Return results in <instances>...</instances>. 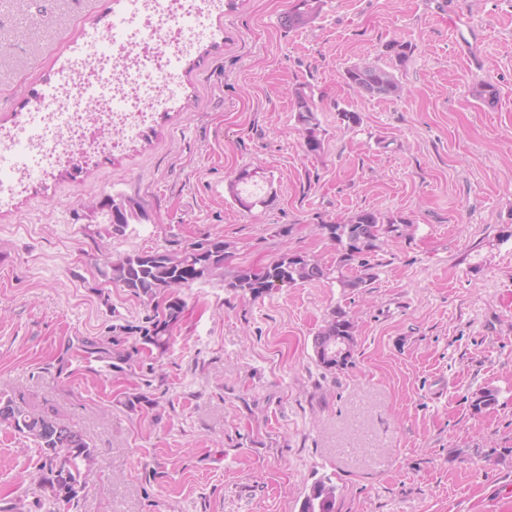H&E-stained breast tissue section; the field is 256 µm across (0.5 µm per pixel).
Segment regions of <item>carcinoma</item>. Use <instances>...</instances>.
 Returning a JSON list of instances; mask_svg holds the SVG:
<instances>
[{"label":"carcinoma","instance_id":"cac0c4a2","mask_svg":"<svg viewBox=\"0 0 512 512\" xmlns=\"http://www.w3.org/2000/svg\"><path fill=\"white\" fill-rule=\"evenodd\" d=\"M321 2L297 0L292 10L283 16L282 24L288 28L306 26L317 15ZM344 78L359 94L396 98L403 93L396 75L379 64L360 62L350 65L344 71ZM296 112L297 120L306 132V151L310 154L320 152L322 142L317 135L316 108L307 94H297ZM247 173L246 169L241 171L231 184L235 201L247 210L268 205L272 201L270 196L251 199L237 191V184L246 181ZM106 203L112 208V232L117 235L124 234L131 222L146 217L141 203L131 198L109 196ZM321 229L336 244V267H326L301 253L286 252L259 270H237L226 286L243 296L258 298L272 288L333 278L343 291L352 293L374 278L370 273L373 269L370 257L380 250L383 235L396 232L399 227L396 221H386L375 211L361 210L341 222L323 224ZM228 258L224 241L206 239L180 252L127 253L114 261H106L105 274L136 296L159 300L151 327L142 330V339L147 345L164 349L185 308L183 300L174 295L175 289L224 276V263ZM353 266L360 268L361 274L345 275L344 271ZM339 338L346 340L348 346H354V323L345 311L337 308L314 337V353L321 366L328 367L324 350ZM2 423L40 449L39 484L51 490L55 506L52 512H67L81 486L83 468L95 460V450L80 432L55 419L21 409L10 398L0 397ZM323 504L327 505L326 512H335L336 485L329 476L314 482L302 501L300 512H319V506Z\"/></svg>","mask_w":512,"mask_h":512}]
</instances>
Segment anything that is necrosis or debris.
<instances>
[{
    "label": "necrosis or debris",
    "mask_w": 512,
    "mask_h": 512,
    "mask_svg": "<svg viewBox=\"0 0 512 512\" xmlns=\"http://www.w3.org/2000/svg\"><path fill=\"white\" fill-rule=\"evenodd\" d=\"M215 0H137L116 39L115 56L90 52L63 74L37 122L20 131L26 143L18 176L44 174L83 144L87 129L133 132L145 118L139 104L160 99L175 75L173 64L191 44L203 5Z\"/></svg>",
    "instance_id": "obj_1"
}]
</instances>
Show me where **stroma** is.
<instances>
[{
  "instance_id": "35a3bbf8",
  "label": "stroma",
  "mask_w": 512,
  "mask_h": 512,
  "mask_svg": "<svg viewBox=\"0 0 512 512\" xmlns=\"http://www.w3.org/2000/svg\"><path fill=\"white\" fill-rule=\"evenodd\" d=\"M223 0L205 13L162 102L118 148L26 180L0 207V395L79 430L97 461L69 512H299L324 476L336 512H512V0ZM0 0V149L76 63L79 35L125 0ZM407 43L398 60L391 42ZM373 61L405 88L360 95ZM497 99L476 95L481 82ZM313 99L307 153L294 108ZM359 113L346 126L339 109ZM273 201L245 210L241 170ZM139 201L116 235L87 206ZM360 210L404 219L374 278L258 298L222 280L178 289L166 349L140 333L154 303L104 277L105 258L224 240L225 273L285 252L333 265L322 231ZM355 347L327 369L313 339L333 309ZM494 404L476 408L482 391ZM37 448L0 427V512H50ZM297 2L282 18V24L285 27L300 28L309 24L317 15L322 0H297ZM346 82L359 94L371 97H401L403 87L396 75L379 64L360 62L344 71ZM297 120L306 132L305 147L310 154H317L322 148L321 139L317 135L318 122L315 116L316 108L311 98L305 93H298L296 97Z\"/></svg>"
}]
</instances>
